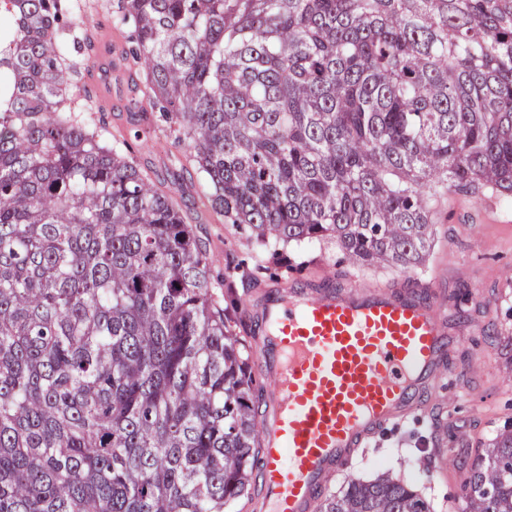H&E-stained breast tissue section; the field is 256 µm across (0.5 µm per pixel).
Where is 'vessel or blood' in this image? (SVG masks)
<instances>
[{"instance_id": "vessel-or-blood-1", "label": "vessel or blood", "mask_w": 512, "mask_h": 512, "mask_svg": "<svg viewBox=\"0 0 512 512\" xmlns=\"http://www.w3.org/2000/svg\"><path fill=\"white\" fill-rule=\"evenodd\" d=\"M268 405L257 512H319L328 479L440 387L463 335L438 290L304 284L247 299Z\"/></svg>"}]
</instances>
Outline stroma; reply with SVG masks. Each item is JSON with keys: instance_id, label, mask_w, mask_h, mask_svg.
<instances>
[{"instance_id": "35a3bbf8", "label": "stroma", "mask_w": 512, "mask_h": 512, "mask_svg": "<svg viewBox=\"0 0 512 512\" xmlns=\"http://www.w3.org/2000/svg\"><path fill=\"white\" fill-rule=\"evenodd\" d=\"M102 2L80 0L83 22L68 48L78 65L73 75L78 100L107 143H133L130 156L135 165L173 193L186 223L207 248L214 293L247 348H255L260 337L242 301L260 289L328 280L411 287L447 270L442 288L448 316L469 328L458 339L447 378L423 397V413L382 430L362 449L351 470L332 475L326 491L337 492L352 478L370 479L389 471L421 494L432 512H461V481L474 468L475 454L428 466L423 459L440 445L437 424L448 422L467 432L476 447L488 446L512 428V198L488 189L470 193L435 184L426 190L432 237L424 264L354 266L335 242L326 240L288 245L293 271L270 276L263 269L262 250L213 209L208 188L183 149L175 146L169 123L141 101L137 86L143 76L125 61L132 28L114 24Z\"/></svg>"}]
</instances>
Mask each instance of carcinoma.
I'll return each instance as SVG.
<instances>
[{"label":"carcinoma","mask_w":512,"mask_h":512,"mask_svg":"<svg viewBox=\"0 0 512 512\" xmlns=\"http://www.w3.org/2000/svg\"><path fill=\"white\" fill-rule=\"evenodd\" d=\"M68 0H0V512H231L245 344L172 194L76 114ZM140 93L268 267L422 264L426 183L512 195V0H117ZM463 512H512V432ZM320 512H431L388 474Z\"/></svg>","instance_id":"1"}]
</instances>
